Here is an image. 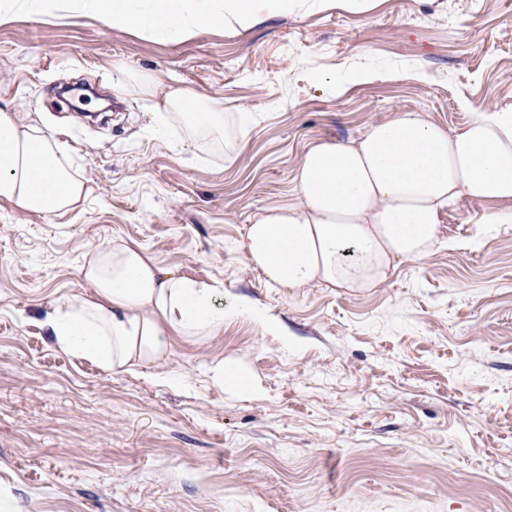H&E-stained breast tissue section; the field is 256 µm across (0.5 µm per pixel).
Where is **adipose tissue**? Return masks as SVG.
<instances>
[{
    "label": "adipose tissue",
    "mask_w": 512,
    "mask_h": 512,
    "mask_svg": "<svg viewBox=\"0 0 512 512\" xmlns=\"http://www.w3.org/2000/svg\"><path fill=\"white\" fill-rule=\"evenodd\" d=\"M305 7L304 0H0V25L19 13L78 15L143 38L189 40L204 27L244 34ZM120 90L154 96L157 135L187 120L190 139L222 137L228 161L250 124L243 116L225 120L221 99L198 102L158 72ZM295 182L298 204L256 215L237 252L282 288H374L398 263L440 248L439 217L460 198L496 203L483 223L512 224V110L477 108L455 133L398 112L350 142L314 143ZM86 193L71 153L54 135L0 111L1 203L63 214ZM80 271L92 294L58 301L44 327L61 351L112 372L160 364L171 337L218 336L233 318L274 329L250 302L225 304L223 285L164 271L145 250L123 242L94 250Z\"/></svg>",
    "instance_id": "ef3b65f1"
}]
</instances>
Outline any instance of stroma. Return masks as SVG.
<instances>
[{
    "label": "stroma",
    "instance_id": "obj_1",
    "mask_svg": "<svg viewBox=\"0 0 512 512\" xmlns=\"http://www.w3.org/2000/svg\"><path fill=\"white\" fill-rule=\"evenodd\" d=\"M152 71L254 114L234 161L180 126L155 138L151 97L119 96L99 127L54 97ZM477 106L512 109V0H334L183 42L85 17L0 26V110L65 143L88 186L63 216L0 204V512H512V225L481 226L490 203L461 198L444 247L358 292L266 283L233 248L298 203L316 141L397 112L458 131ZM115 241L223 283L284 335L233 319L130 372L68 356L44 316L89 293L83 260ZM223 358L259 393L213 386Z\"/></svg>",
    "mask_w": 512,
    "mask_h": 512
}]
</instances>
